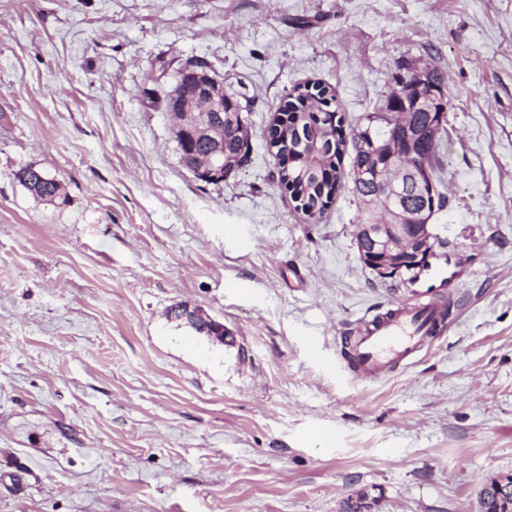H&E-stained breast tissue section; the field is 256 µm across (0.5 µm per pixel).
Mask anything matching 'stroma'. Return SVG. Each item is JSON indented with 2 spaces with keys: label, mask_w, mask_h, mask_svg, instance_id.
<instances>
[{
  "label": "stroma",
  "mask_w": 512,
  "mask_h": 512,
  "mask_svg": "<svg viewBox=\"0 0 512 512\" xmlns=\"http://www.w3.org/2000/svg\"><path fill=\"white\" fill-rule=\"evenodd\" d=\"M199 60L249 134L219 184L163 107ZM406 63L448 97L431 224L450 256L414 283L362 262L349 190L306 214L265 140L308 82L353 136ZM447 295L412 365L347 374L358 319ZM505 474L512 0H0V512H479ZM29 168L30 167L21 168L15 174L16 179L22 185H24L33 194H35L36 196H38L42 199H45L46 197H49V196H54L55 198L60 197V195H61L60 183L55 178H54V180H52V178L48 174H46L40 170H37L35 167L32 168V171L35 173L36 177L33 179V182L29 183V184L36 185L37 187H39L44 182H47V183H45V185L43 186L42 192H40V191L33 192L31 187L28 186L27 181L25 180V179L29 178V171H28ZM50 180H52V181L48 182ZM46 199H48V198H46ZM171 316L176 320H185L194 329L197 328L195 331L200 334H202V332H200L198 328L203 324H208L207 326H204V329L210 331L209 334L212 336L209 337L224 343L225 346L232 347L235 345L233 336L226 328H224L223 324L210 317H203L196 310H191L187 305L174 307L171 310ZM199 317H201L202 320H199Z\"/></svg>",
  "instance_id": "35a3bbf8"
}]
</instances>
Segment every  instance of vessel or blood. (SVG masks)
<instances>
[{"instance_id": "1", "label": "vessel or blood", "mask_w": 512, "mask_h": 512, "mask_svg": "<svg viewBox=\"0 0 512 512\" xmlns=\"http://www.w3.org/2000/svg\"><path fill=\"white\" fill-rule=\"evenodd\" d=\"M445 322L443 304L435 299L396 305L384 314L362 319L355 334L342 340L351 356L353 374L376 380L408 363L432 345Z\"/></svg>"}]
</instances>
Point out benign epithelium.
<instances>
[{"mask_svg":"<svg viewBox=\"0 0 512 512\" xmlns=\"http://www.w3.org/2000/svg\"><path fill=\"white\" fill-rule=\"evenodd\" d=\"M167 112L175 122L181 139L184 165L196 178L209 184L221 183L224 175V88L210 74L207 66L195 65L181 72L166 93ZM421 134L407 133L405 140L385 143V161L375 171L378 196L388 201L387 219L383 224L356 225L355 241L363 263L382 278H392L406 266L436 257L433 232L424 211L402 207L397 193L402 182L418 179L428 173L426 158L419 152ZM207 144V150L196 153L195 146ZM176 320H184L194 328L205 326L212 338L232 347L235 341L220 322L201 317L187 305L171 310ZM499 504L512 512V481L498 479Z\"/></svg>","mask_w":512,"mask_h":512,"instance_id":"1","label":"benign epithelium"}]
</instances>
